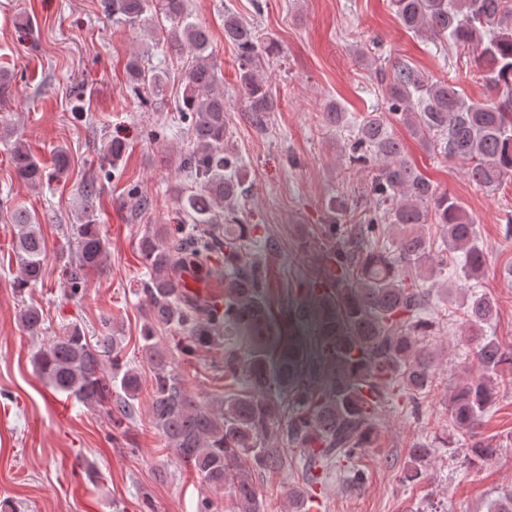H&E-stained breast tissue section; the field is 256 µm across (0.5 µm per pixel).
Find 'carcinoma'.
<instances>
[{
    "label": "carcinoma",
    "mask_w": 512,
    "mask_h": 512,
    "mask_svg": "<svg viewBox=\"0 0 512 512\" xmlns=\"http://www.w3.org/2000/svg\"><path fill=\"white\" fill-rule=\"evenodd\" d=\"M393 6L408 30L426 31L462 48L483 44L476 65L506 98L499 104H470L454 85L396 62L384 89L387 114L352 124L337 103L326 106L328 126L352 128L345 146L348 158L381 166L371 181L372 204L362 223L321 225L325 265L309 288L317 299L309 334L303 308L288 311L282 323L267 305L266 269L252 251L257 225L241 223L235 206L242 184L226 176L238 159L228 150L227 101L218 87V65L208 52L209 35L191 20L186 0H165L173 21L167 48L195 53L184 75L179 112L192 142L183 169L198 190L175 191L190 225L151 224L138 241L148 273L142 282L147 306L140 352L151 373L153 428L209 488L197 512H218L214 497L227 489L237 512H265L253 476L288 468L278 447L281 438L302 455L301 482L286 497L293 512H304L309 492L338 461L352 460L360 449L371 447L375 419L392 388L399 387L416 406L417 396L435 385L434 356L424 344L433 329L422 317L431 301L427 280L451 264L464 278L476 279L485 265L466 211L455 197L437 192L406 158L389 125L399 122L433 152L468 163L469 176L480 186L497 189L512 180V0H393ZM105 8L133 27L148 12L149 0H106ZM224 38L237 49L238 94L245 111L254 124L264 126L275 105L263 69L279 54V44L231 12L224 13ZM127 71L136 95L143 90L154 97L163 94L166 72L144 66L140 54L131 55ZM124 152V143L115 140L101 149L113 166ZM12 163L21 181L36 185L43 180L41 162L19 137ZM12 219L22 291L42 281L46 242L34 214L16 208ZM388 223L398 229L390 247L385 244ZM426 224L444 231L446 249H432L422 233ZM72 235L75 254L64 274L75 294L87 270L103 263L107 241L90 218L72 226ZM187 268L206 274L221 270L222 308L188 294L181 280ZM495 312L493 299L476 290L463 307L482 368L455 387L448 400V417L464 439L472 437L499 385L512 383V349L485 331ZM20 322L33 336L46 330L42 311L32 305L21 310ZM159 327L182 333L180 350L186 357L227 343L224 375L242 376L244 386L217 400L191 394L178 361L155 340ZM33 363L56 391L109 408L117 432L134 421L142 373L122 359L110 320L93 342L75 325L64 328L37 350ZM498 451L492 439L471 441L464 463L478 469ZM431 456L427 444L410 448L405 480L425 479Z\"/></svg>",
    "instance_id": "carcinoma-1"
}]
</instances>
